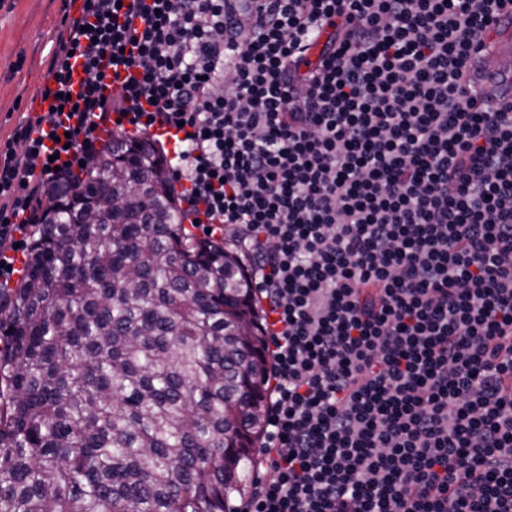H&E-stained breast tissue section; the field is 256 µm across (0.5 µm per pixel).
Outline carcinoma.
<instances>
[{"mask_svg":"<svg viewBox=\"0 0 512 512\" xmlns=\"http://www.w3.org/2000/svg\"><path fill=\"white\" fill-rule=\"evenodd\" d=\"M48 198L0 288V512H240L270 366L238 252L186 227L148 137Z\"/></svg>","mask_w":512,"mask_h":512,"instance_id":"cac0c4a2","label":"carcinoma"}]
</instances>
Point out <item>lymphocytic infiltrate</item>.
I'll return each mask as SVG.
<instances>
[{
  "label": "lymphocytic infiltrate",
  "instance_id": "1",
  "mask_svg": "<svg viewBox=\"0 0 512 512\" xmlns=\"http://www.w3.org/2000/svg\"><path fill=\"white\" fill-rule=\"evenodd\" d=\"M507 19L512 0H84L49 109L0 152V281L102 131L171 140L185 218L235 243L268 338L272 476L244 512H512V94L472 79Z\"/></svg>",
  "mask_w": 512,
  "mask_h": 512
}]
</instances>
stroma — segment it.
Returning a JSON list of instances; mask_svg holds the SVG:
<instances>
[{"label":"stroma","mask_w":512,"mask_h":512,"mask_svg":"<svg viewBox=\"0 0 512 512\" xmlns=\"http://www.w3.org/2000/svg\"><path fill=\"white\" fill-rule=\"evenodd\" d=\"M67 0H0V150L46 82Z\"/></svg>","instance_id":"35a3bbf8"}]
</instances>
